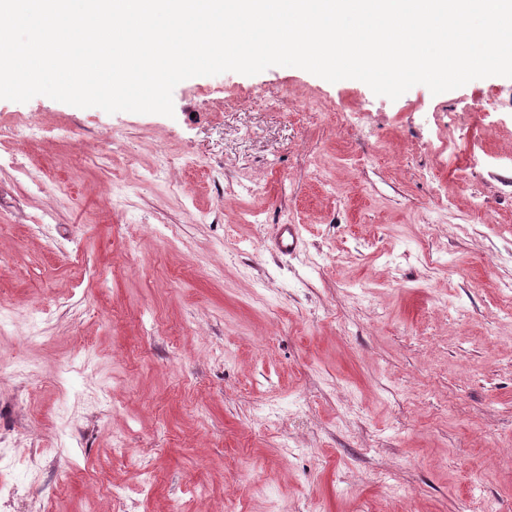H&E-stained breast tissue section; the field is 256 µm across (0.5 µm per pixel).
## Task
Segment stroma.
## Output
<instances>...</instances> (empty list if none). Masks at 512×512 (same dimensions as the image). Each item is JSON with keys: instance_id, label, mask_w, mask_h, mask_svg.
<instances>
[{"instance_id": "stroma-1", "label": "stroma", "mask_w": 512, "mask_h": 512, "mask_svg": "<svg viewBox=\"0 0 512 512\" xmlns=\"http://www.w3.org/2000/svg\"><path fill=\"white\" fill-rule=\"evenodd\" d=\"M173 105L0 99L44 131L0 140V512H512V78L392 100L272 66Z\"/></svg>"}]
</instances>
